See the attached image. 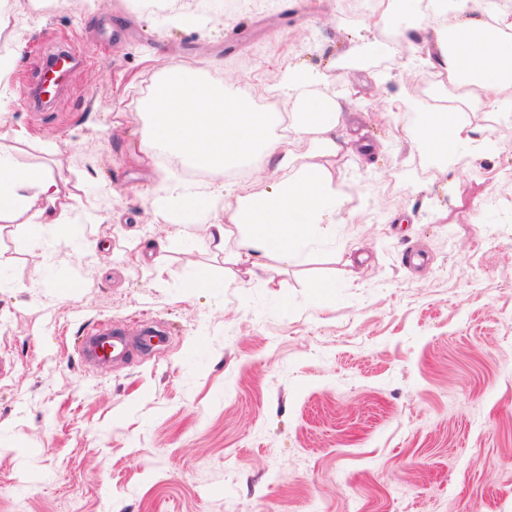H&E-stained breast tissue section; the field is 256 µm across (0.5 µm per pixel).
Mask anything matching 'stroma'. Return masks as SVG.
<instances>
[{
  "label": "stroma",
  "instance_id": "35a3bbf8",
  "mask_svg": "<svg viewBox=\"0 0 512 512\" xmlns=\"http://www.w3.org/2000/svg\"><path fill=\"white\" fill-rule=\"evenodd\" d=\"M225 2L185 0L173 24L137 0H14L0 147L62 177L73 224L42 244L0 229V512H512V117L462 113L495 147L446 168L408 136L418 115L387 109L437 83L431 30L398 39L339 0ZM68 43L84 66L33 111ZM283 62L309 79L281 105L334 101L359 142L331 168L351 214L335 248L252 276L157 218L187 168L130 147L170 65L250 100ZM193 269L209 287L186 288ZM106 320L165 339L88 364Z\"/></svg>",
  "mask_w": 512,
  "mask_h": 512
}]
</instances>
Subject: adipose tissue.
<instances>
[{
  "label": "adipose tissue",
  "mask_w": 512,
  "mask_h": 512,
  "mask_svg": "<svg viewBox=\"0 0 512 512\" xmlns=\"http://www.w3.org/2000/svg\"><path fill=\"white\" fill-rule=\"evenodd\" d=\"M403 2L374 0L367 27L391 28L398 36H407L419 23ZM472 2L467 18L450 27H436L427 61L497 111L504 104L500 96L504 84L512 82V14L490 13L482 10L481 0ZM148 106L153 120L147 139L130 152L136 164H146L156 149L163 148L216 178L239 165L259 166L268 160L283 174L263 194L253 193L249 184H237L233 212L225 221L217 217L224 203L223 184L215 180L192 192L169 189L158 209L163 221L203 225L214 249L222 252L227 244H234L237 255L259 269L268 258L285 263L301 259L310 247L335 243L337 218L346 202L324 164L341 150L334 136L340 117L335 103L305 96L297 100L291 130L297 137H312L314 151L322 158L321 163L301 166L272 133L275 113H263L260 128H253L237 97L209 83L188 77L172 90L157 86ZM441 126L450 127L454 141L444 159L456 162L472 136L455 113L437 109L423 113L415 128L418 147L431 153ZM68 220L57 174L46 166L19 163L0 149V223L22 225L27 237L39 243Z\"/></svg>",
  "instance_id": "1"
}]
</instances>
